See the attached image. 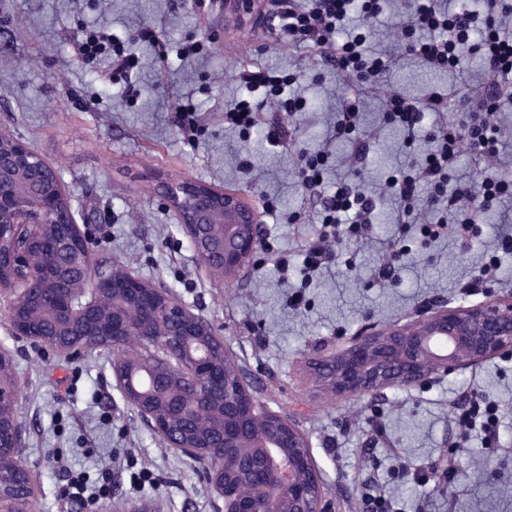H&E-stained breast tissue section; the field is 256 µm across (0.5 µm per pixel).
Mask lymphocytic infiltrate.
I'll use <instances>...</instances> for the list:
<instances>
[{"mask_svg": "<svg viewBox=\"0 0 512 512\" xmlns=\"http://www.w3.org/2000/svg\"><path fill=\"white\" fill-rule=\"evenodd\" d=\"M280 29L292 46L312 49L344 81L361 86L380 84L392 58L373 52L368 45L372 22L385 10V0H309L299 6L297 0H270ZM361 19L359 32L344 34V22L350 11ZM512 27V0H482L481 10L471 8L468 0H454L448 8L435 0H417L410 24L399 27L395 43L432 70H452L464 57L479 59L488 81L460 107V115L436 126L430 139L432 148L424 163L400 169L388 177L379 191L368 192L351 181H340L328 195L322 209L324 227L320 237L305 251V270L314 275L336 253L329 241L352 242L372 237L379 221L380 202L394 198L407 215L413 216L426 237L451 238L467 246L477 233L468 216L470 206L496 210L512 203V180L487 176L477 185H451L463 149L476 152L485 160L499 156L504 144L502 127L492 117L504 95H512V36H502L503 26ZM112 53L113 84L122 85L127 96H136L132 76L139 65L129 42H115L107 27L88 33L80 45L84 58L93 59L104 51ZM241 80L251 91L261 92L258 101L241 100L224 110L225 123L251 132L259 122L265 101H275L279 111H303L306 102L286 89L297 83L293 73L267 69L247 70ZM448 96L432 90L425 106H418L402 93L393 91L385 101V118L407 133L420 129L431 112L443 111ZM461 433L480 428L485 441L498 433L497 407L482 388L466 395V408L459 415Z\"/></svg>", "mask_w": 512, "mask_h": 512, "instance_id": "obj_1", "label": "lymphocytic infiltrate"}]
</instances>
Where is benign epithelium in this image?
Wrapping results in <instances>:
<instances>
[{"label": "benign epithelium", "instance_id": "benign-epithelium-1", "mask_svg": "<svg viewBox=\"0 0 512 512\" xmlns=\"http://www.w3.org/2000/svg\"><path fill=\"white\" fill-rule=\"evenodd\" d=\"M164 191L209 273L240 276L257 250L259 212L201 182L171 180ZM2 294L15 338L70 356L117 352L123 398L168 447L207 463L219 512H327L305 435L259 407L211 325L123 267L96 271L55 169L0 134ZM511 352L512 297H501L426 311L402 328L368 326L310 368L334 394L363 395ZM19 389L0 346V512H28L33 496Z\"/></svg>", "mask_w": 512, "mask_h": 512}]
</instances>
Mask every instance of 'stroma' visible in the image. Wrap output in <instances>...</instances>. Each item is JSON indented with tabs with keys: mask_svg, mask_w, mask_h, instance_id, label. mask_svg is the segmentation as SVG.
<instances>
[{
	"mask_svg": "<svg viewBox=\"0 0 512 512\" xmlns=\"http://www.w3.org/2000/svg\"><path fill=\"white\" fill-rule=\"evenodd\" d=\"M101 26L122 38L147 27L156 35L135 47L136 97L106 84L108 56L88 62L78 52ZM188 44L196 53H184ZM247 67L299 73L296 91L307 110L289 116L267 104L246 138L225 125V106L250 95L239 77ZM486 79L475 61L457 72H432L394 52L382 82L363 92L361 133L370 154L355 167L348 144L332 140L349 87L313 51L285 43L275 21L227 29L224 0H0V132L58 170L94 263L163 282L211 322L257 401L305 434L333 512H365L366 492L384 497L390 512H512V355L375 395L333 394L307 368L309 358L366 325L402 326L429 304L512 296V254L501 256L495 283L472 285L485 252L512 226V208L477 215L479 233L464 249L451 239L426 241L387 201L373 239L339 244L338 261L312 283L301 275L304 251L322 229L321 199L296 177L300 150L330 148L328 183L346 178L374 188L406 158L423 159L430 149L422 135L408 154L398 152L403 136L384 120V95L396 89L420 102L429 86L442 85L457 101ZM188 107L199 124L192 139L178 123ZM274 123L293 131L295 141L268 146L264 128ZM489 174L512 178L511 144L491 163L464 152L453 172L472 182ZM171 178L255 195L263 207L259 245L244 277L219 282L205 271L165 199ZM393 237L405 250L402 271L380 285L374 273ZM283 257L285 272L278 266ZM0 345L12 350L21 386L35 487L30 512H115L141 503L154 512H214L206 462L166 447L125 403L112 350L75 359L43 352L15 340L1 314ZM475 384L498 407L499 440L489 448L477 430L457 441L459 404ZM447 462L455 465L453 479H428L430 465ZM143 469L153 483L132 486L133 473ZM71 471L109 476L111 496L80 507L62 493Z\"/></svg>",
	"mask_w": 512,
	"mask_h": 512,
	"instance_id": "1",
	"label": "stroma"
}]
</instances>
